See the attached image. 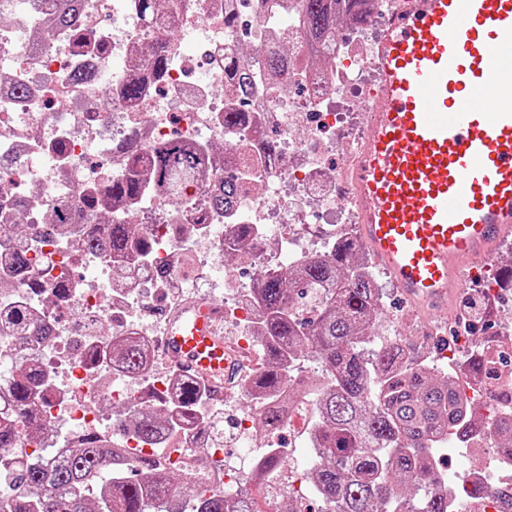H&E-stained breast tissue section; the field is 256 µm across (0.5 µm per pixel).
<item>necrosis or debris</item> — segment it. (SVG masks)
Returning <instances> with one entry per match:
<instances>
[{
  "instance_id": "4bbe7bcc",
  "label": "necrosis or debris",
  "mask_w": 512,
  "mask_h": 512,
  "mask_svg": "<svg viewBox=\"0 0 512 512\" xmlns=\"http://www.w3.org/2000/svg\"><path fill=\"white\" fill-rule=\"evenodd\" d=\"M405 4L372 0L364 24L348 27L316 53L297 22L278 15L277 33L293 43L294 65L279 83H264L245 103L226 78L224 63L242 53L255 64L264 60L267 43L259 30L267 19L261 0H238L232 28L224 24V0H167V9L179 16V39L170 45L172 66L158 77L131 62L164 35L163 29L142 20L135 0H83L82 27L88 37L83 46L27 18L0 24V82L23 90L21 96L0 102V155L13 160L12 176L0 178V185L12 193L18 173L31 175L29 221H38L58 195L66 192L78 201L122 174L130 140L142 153L173 136L195 144L232 141L241 154L240 160L228 156L209 167L205 177L214 184L231 176L242 187L234 207L224 214L223 229H216L212 212L202 208L191 219V235L169 233V225L181 223V216L169 210L167 198L149 195L141 209L164 213L163 222L143 227L155 248L148 257L125 265L109 286L78 279L75 273L82 253L80 226H73L64 245L35 230L21 239L0 241V279L9 283L0 290L1 310L27 299L25 278L11 262L23 250L49 259V269H34L32 276L54 311L78 313L76 322H57L53 341L35 352L46 372L38 403L46 407L52 428L41 447H73L93 433L108 448L140 447L158 464L181 470L194 489H243L241 468L225 463L224 439L209 425L210 386L201 390L198 424L164 427L154 443L143 446L118 434L119 415L158 397L172 400L182 379L162 355L159 322L148 320L147 314L160 298L178 307L192 295L209 297L212 271L223 270L224 333L252 352L256 310L243 276H256L270 263V245L299 261L325 254L339 236L352 235L360 215L349 198L346 166L367 134L359 112L371 102L378 79L374 47L381 26ZM186 41L196 46L193 57L182 51ZM93 70L109 72L116 86L138 78L148 88L135 103L118 100L111 112L100 114L94 110L99 90L82 78ZM232 109L243 110L244 120L228 129L224 114ZM268 137L278 142L276 155L264 149ZM96 142L105 146L106 165L88 160ZM237 224L254 227L248 248L229 246ZM61 286L68 289L62 301L56 297ZM112 337H131L145 346L146 360L136 376H115L96 358ZM486 356L497 372L493 389L458 382L463 399L484 415L512 406V331H505L500 345ZM470 441L486 449L487 462L453 472L448 483L452 512H459L462 493L476 476L490 489L478 512H497V492L512 488V459L498 454L490 427Z\"/></svg>"
}]
</instances>
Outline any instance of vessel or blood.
Listing matches in <instances>:
<instances>
[{"label":"vessel or blood","instance_id":"vessel-or-blood-1","mask_svg":"<svg viewBox=\"0 0 512 512\" xmlns=\"http://www.w3.org/2000/svg\"><path fill=\"white\" fill-rule=\"evenodd\" d=\"M377 57L378 103L348 173L360 241L406 300L445 309L469 263L512 237V0H411ZM161 350L220 391L244 366L213 302L169 315Z\"/></svg>","mask_w":512,"mask_h":512}]
</instances>
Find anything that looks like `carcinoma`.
Wrapping results in <instances>:
<instances>
[{"instance_id": "cac0c4a2", "label": "carcinoma", "mask_w": 512, "mask_h": 512, "mask_svg": "<svg viewBox=\"0 0 512 512\" xmlns=\"http://www.w3.org/2000/svg\"><path fill=\"white\" fill-rule=\"evenodd\" d=\"M143 20L162 24L173 38L176 27L162 8L165 0H137ZM299 26L316 44L335 33L340 21L362 19L368 0H296ZM22 10L35 22H45L66 36L80 27L79 0H0V14ZM271 50L263 70L231 63L224 69L237 93L251 95L262 82L261 72L278 76L290 61V52L278 42L275 28L260 31ZM144 63L162 74L170 64L165 43L149 47ZM104 111H112L115 98L137 101L144 93L136 81L119 91L105 84ZM208 166V157L175 138L156 146L150 157L128 151L126 173L88 195L82 206L104 208V222L83 225L84 255L121 264L154 248L138 226L123 220L120 206L147 195L146 185L168 195L175 208L190 212L194 199H182L176 183L194 177ZM241 192L231 177L224 178L220 195L208 199L210 208L224 210V201ZM25 199L19 197L3 209L13 214L5 225L24 235L32 225L24 222ZM82 214L69 202L49 205L39 224L42 234L66 240ZM25 304L0 312V324L11 330L9 341L0 337V375L13 374L0 390V512H168L176 488L173 473L155 460L128 452L125 462L114 448L93 441L68 448L55 456L54 448H36L42 463L24 461L21 436L38 435L47 427L34 401L42 372L25 363V355L47 335L38 318L41 284L30 285ZM259 310L255 337L262 363L250 388L265 397L258 414L263 430H276L293 405V394L312 400L314 420L306 446L311 450L308 473L316 501L329 512H448V477L434 469L433 449L450 433L463 441L480 428L470 418L449 375L436 376L417 364L399 342L381 344L372 358L365 356L367 339L375 337L380 308L371 276L361 260L359 244L341 239L326 256L309 259L297 268L283 265L264 269L253 288ZM112 366L124 375L139 373L146 358L143 347L132 341L112 344ZM315 361L327 380L314 388L295 389L287 380L288 364ZM177 416L184 423L197 419L200 387L181 381ZM497 448L512 457V413L490 415ZM121 427L142 443H151L161 429L158 411L127 415ZM283 456L267 453L255 460L245 475L247 488L239 494L225 491L199 495L189 503L191 512H258L250 486L274 485Z\"/></svg>"}]
</instances>
